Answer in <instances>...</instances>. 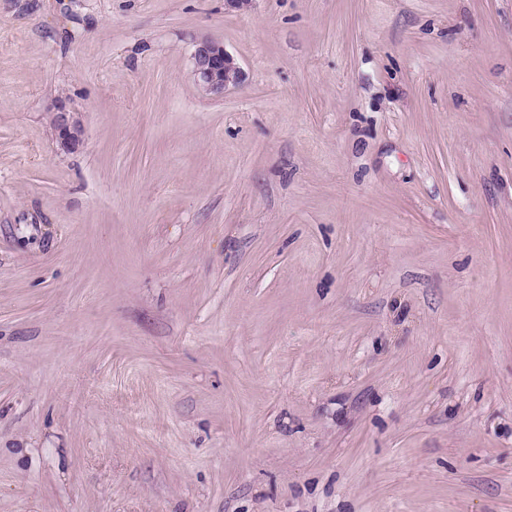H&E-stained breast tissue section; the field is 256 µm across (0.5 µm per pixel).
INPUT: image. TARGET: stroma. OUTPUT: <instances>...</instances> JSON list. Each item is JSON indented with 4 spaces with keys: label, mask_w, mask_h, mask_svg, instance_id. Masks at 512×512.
<instances>
[{
    "label": "stroma",
    "mask_w": 512,
    "mask_h": 512,
    "mask_svg": "<svg viewBox=\"0 0 512 512\" xmlns=\"http://www.w3.org/2000/svg\"><path fill=\"white\" fill-rule=\"evenodd\" d=\"M0 512H512V0H0ZM191 60L196 88L205 96L224 95L226 89L236 87L245 77L233 56L212 40L196 42ZM47 112L52 120L55 139L62 149L76 150L82 143L83 127L78 112L69 105L66 97H56Z\"/></svg>",
    "instance_id": "obj_1"
}]
</instances>
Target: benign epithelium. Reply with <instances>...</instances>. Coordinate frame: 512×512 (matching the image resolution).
Instances as JSON below:
<instances>
[{"instance_id":"obj_1","label":"benign epithelium","mask_w":512,"mask_h":512,"mask_svg":"<svg viewBox=\"0 0 512 512\" xmlns=\"http://www.w3.org/2000/svg\"><path fill=\"white\" fill-rule=\"evenodd\" d=\"M193 74L197 90L205 96L224 94L230 87L240 84L244 71L224 46L212 40H200L191 53ZM52 130L61 148L76 150L82 143L83 127L78 113L65 97H56L48 108Z\"/></svg>"}]
</instances>
